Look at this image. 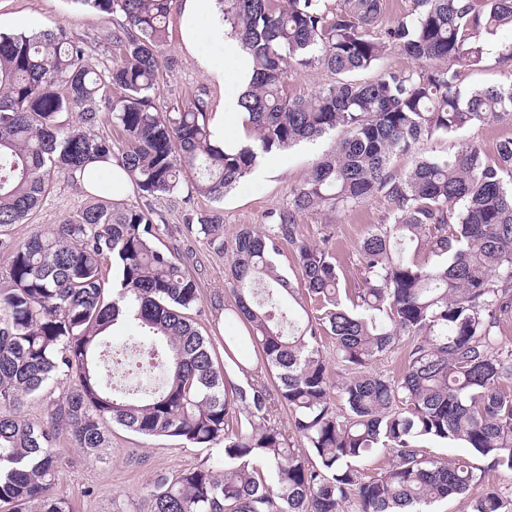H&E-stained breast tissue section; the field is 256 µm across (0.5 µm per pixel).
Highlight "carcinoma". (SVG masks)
I'll list each match as a JSON object with an SVG mask.
<instances>
[{"instance_id":"1","label":"carcinoma","mask_w":512,"mask_h":512,"mask_svg":"<svg viewBox=\"0 0 512 512\" xmlns=\"http://www.w3.org/2000/svg\"><path fill=\"white\" fill-rule=\"evenodd\" d=\"M124 21L112 32V66L91 62L87 40L64 28L0 32V247L9 250L0 288V507L7 512H74L54 492L63 433L92 460L112 428L183 445L221 444L222 457L157 475L150 512H422L464 494L482 475L471 458L512 472V347L500 319L512 309V139L488 160L461 140L463 128L512 120V80L464 89L458 68L481 67L486 41L512 26V0H412L381 25L384 0H218L221 21L252 57L253 81L239 101L252 142L229 153L210 142V104L201 93L162 112L158 53L174 0H73ZM392 51L408 68L380 67ZM318 67L333 81L309 97L288 94V76ZM372 73L369 78L365 73ZM125 147L92 132L102 121ZM342 127L336 151L291 190L256 231L228 240L217 211L195 231L231 256L233 312L264 363L255 377L224 342V362L191 317L200 294L167 224L152 209L92 204L52 232L15 242L8 232L36 211L55 175L113 161L142 196L171 194L182 181L219 203L258 158ZM444 157L421 156L396 175L393 156L433 138ZM374 197L383 223L359 246L361 286L339 288L325 237L304 240L300 215H337ZM290 247L296 281L277 268ZM116 282L106 286L103 264ZM125 318H120L121 314ZM116 332L139 334L152 360L164 348V385L119 396L101 352ZM333 340L348 377L335 385L322 350ZM407 337L398 378L368 371ZM72 382L53 402L48 425L19 413L29 396ZM274 388H269V383ZM343 401L338 408L330 392ZM288 408L307 442L290 445L271 421ZM424 440L458 441L470 456L428 458ZM390 455L374 476L359 464ZM472 512H506L484 488Z\"/></svg>"}]
</instances>
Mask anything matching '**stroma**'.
<instances>
[{
  "label": "stroma",
  "mask_w": 512,
  "mask_h": 512,
  "mask_svg": "<svg viewBox=\"0 0 512 512\" xmlns=\"http://www.w3.org/2000/svg\"><path fill=\"white\" fill-rule=\"evenodd\" d=\"M183 22L181 9H174L167 41L159 52L161 82L156 104L162 109L172 108L203 91L212 108H219L234 94L235 87L229 80L218 82L204 68L199 57L184 48L180 38ZM60 26L88 40L96 66L111 65L115 56L112 44L115 21L90 9L73 6L68 0H0V32L47 30ZM508 38H512V28L507 26L490 40V58L483 67L461 68V87L483 88L506 82L508 73L494 57L500 41ZM345 135V130L339 128L316 141L292 147L282 155V170L261 181L245 177L218 204L192 195L185 185L173 195L161 198L148 200L136 190L126 197V206L140 208L148 204L164 215L172 237L184 252L186 265L198 283L201 303L193 311L192 318L202 333L211 337L216 354H223L225 338L236 337L240 340L239 356L248 359L252 370L262 367L251 343L243 338L242 322L212 305L216 298L225 305L234 302L229 284V254L216 253L202 237L188 232V222L196 213L216 209L224 219L226 236H233L245 225L262 227L267 223L269 213L287 203L291 189L301 184ZM92 199V194L75 179L58 175L50 195L28 223L13 226L11 237L20 241L35 231L54 228L64 217L80 211ZM385 213L386 203L378 197L335 217L320 211L305 213L299 224L308 240L317 241L323 235H330L340 285L353 289L360 282L359 244L374 225L382 223ZM57 451L62 466L56 487L73 503L76 512H113L118 504L127 512H147L149 485L158 474L212 461L221 453L217 447H186L166 437H143L118 427L112 430V446L104 459L86 458L67 437L60 439Z\"/></svg>",
  "instance_id": "1"
}]
</instances>
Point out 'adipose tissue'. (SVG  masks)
<instances>
[{
  "instance_id": "obj_1",
  "label": "adipose tissue",
  "mask_w": 512,
  "mask_h": 512,
  "mask_svg": "<svg viewBox=\"0 0 512 512\" xmlns=\"http://www.w3.org/2000/svg\"><path fill=\"white\" fill-rule=\"evenodd\" d=\"M215 10V0H184L183 11L189 24L182 27L181 40L187 48L201 53L202 64L216 79L231 77L238 90H246L252 81L251 59L238 48L227 28L212 24ZM208 46L224 51L226 66L216 65L211 56L205 54L204 49ZM244 118L236 101L225 102L222 109L213 112L209 121L212 144L230 150L247 145L250 137ZM98 177L111 184L113 199H124L131 189L127 174L113 162H98L75 174L77 183L88 191L93 190L94 180Z\"/></svg>"
}]
</instances>
